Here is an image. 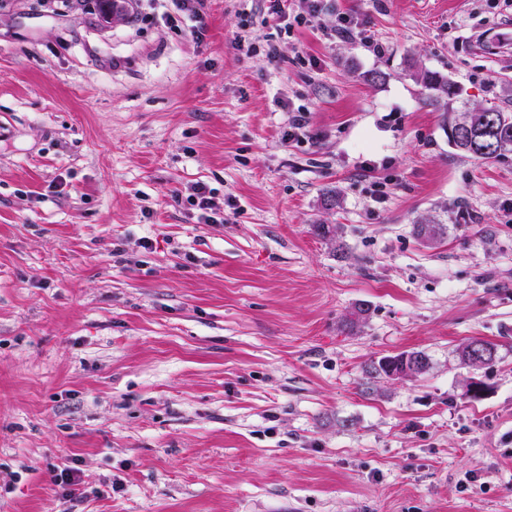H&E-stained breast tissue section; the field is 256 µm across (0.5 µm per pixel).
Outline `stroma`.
<instances>
[{
	"mask_svg": "<svg viewBox=\"0 0 512 512\" xmlns=\"http://www.w3.org/2000/svg\"><path fill=\"white\" fill-rule=\"evenodd\" d=\"M299 12L0 0V512H512V152L454 150L413 77L512 112V0ZM202 0H156L155 2H162L160 6L165 9L163 18L168 23L180 22L188 26V22H194L188 26L191 32H199L203 26V17L200 13V2ZM403 353L395 356H383L372 360L366 369L368 376L366 385L378 380H386L389 372L398 368ZM422 372V361L415 356L405 355L403 366L391 373V377L397 380H411L417 378Z\"/></svg>",
	"mask_w": 512,
	"mask_h": 512,
	"instance_id": "35a3bbf8",
	"label": "stroma"
}]
</instances>
